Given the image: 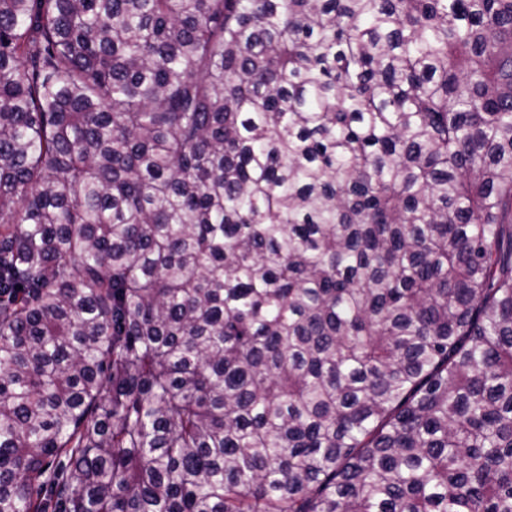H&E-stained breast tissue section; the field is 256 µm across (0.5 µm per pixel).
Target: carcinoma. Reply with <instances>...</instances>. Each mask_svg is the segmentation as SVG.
I'll return each mask as SVG.
<instances>
[{"label":"carcinoma","mask_w":512,"mask_h":512,"mask_svg":"<svg viewBox=\"0 0 512 512\" xmlns=\"http://www.w3.org/2000/svg\"><path fill=\"white\" fill-rule=\"evenodd\" d=\"M0 512H512V0H0Z\"/></svg>","instance_id":"obj_1"}]
</instances>
